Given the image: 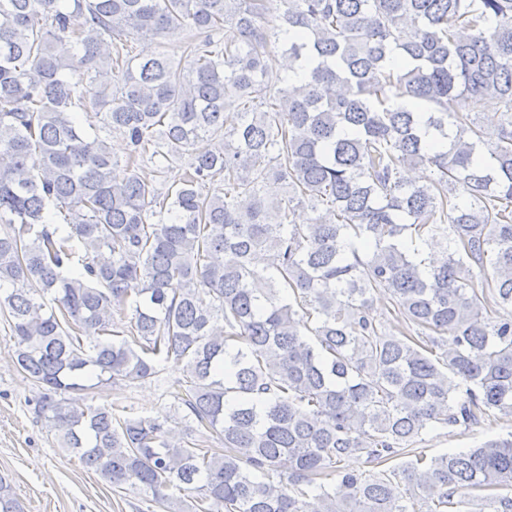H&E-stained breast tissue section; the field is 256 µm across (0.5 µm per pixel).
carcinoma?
Returning a JSON list of instances; mask_svg holds the SVG:
<instances>
[{
    "label": "carcinoma",
    "mask_w": 512,
    "mask_h": 512,
    "mask_svg": "<svg viewBox=\"0 0 512 512\" xmlns=\"http://www.w3.org/2000/svg\"><path fill=\"white\" fill-rule=\"evenodd\" d=\"M274 9L0 0V311L37 415L162 512H512L490 494L512 434L409 458L428 430L512 417V0ZM279 42L304 76L272 93ZM376 294L407 331L373 320ZM169 361L178 440L74 396ZM0 512H23L1 479Z\"/></svg>",
    "instance_id": "carcinoma-1"
}]
</instances>
